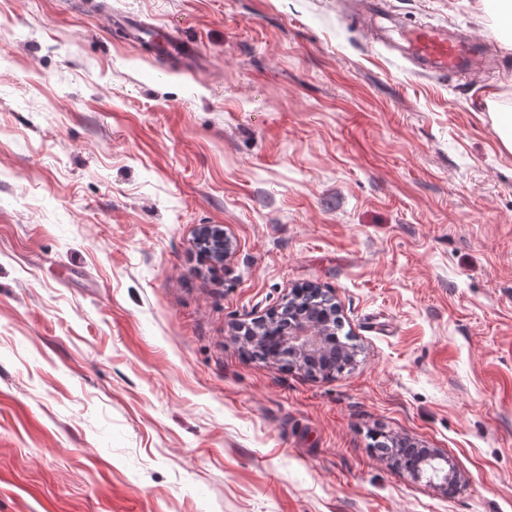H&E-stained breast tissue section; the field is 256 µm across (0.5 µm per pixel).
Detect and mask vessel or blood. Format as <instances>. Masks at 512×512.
<instances>
[{
    "mask_svg": "<svg viewBox=\"0 0 512 512\" xmlns=\"http://www.w3.org/2000/svg\"><path fill=\"white\" fill-rule=\"evenodd\" d=\"M362 14L374 21L381 41L391 51L406 58L415 67L441 76H455L479 59L474 41L467 36L449 38L447 30L433 25L393 23L386 0H359ZM112 21L121 26L129 43L143 39L155 41L161 48L177 49L183 42L176 28L159 26L137 16L113 14Z\"/></svg>",
    "mask_w": 512,
    "mask_h": 512,
    "instance_id": "b4317fda",
    "label": "vessel or blood"
}]
</instances>
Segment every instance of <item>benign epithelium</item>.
<instances>
[{
	"label": "benign epithelium",
	"mask_w": 512,
	"mask_h": 512,
	"mask_svg": "<svg viewBox=\"0 0 512 512\" xmlns=\"http://www.w3.org/2000/svg\"><path fill=\"white\" fill-rule=\"evenodd\" d=\"M195 243L215 265L224 264L232 253L231 240L219 225L200 226L195 234ZM305 294L324 299L323 305L308 304L298 309L297 302ZM337 311L335 299L321 289L296 290L285 298L279 309L254 321L255 329L249 331L245 344H262L269 357L276 360L286 357L295 368L305 370L312 366L318 369L336 358ZM396 450L402 455L414 454L419 458L417 467L410 471L415 480L431 473L439 488L446 491L458 478L447 457L436 448H418L401 443Z\"/></svg>",
	"instance_id": "1"
}]
</instances>
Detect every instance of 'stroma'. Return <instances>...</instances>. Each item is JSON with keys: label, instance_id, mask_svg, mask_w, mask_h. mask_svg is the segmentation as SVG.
Returning a JSON list of instances; mask_svg holds the SVG:
<instances>
[{"label": "stroma", "instance_id": "1", "mask_svg": "<svg viewBox=\"0 0 512 512\" xmlns=\"http://www.w3.org/2000/svg\"><path fill=\"white\" fill-rule=\"evenodd\" d=\"M388 5L481 66L419 71L345 0H0V512H512V25ZM311 284L356 346L331 378L238 339ZM114 25L121 26L126 39L131 44H137L142 39L149 38L163 49H177L183 42L181 33L174 27L158 26L142 20L139 16H129L120 13L112 15ZM195 243L214 265H223L232 253V243L224 234L223 226L201 225L196 231ZM396 451H400V455L414 454L419 458L417 467L409 472L414 480H420L423 477L436 479L439 488L448 493V485L456 482L458 478L457 471L450 466L447 457L436 448H418L414 445L400 443L399 446H396ZM426 467L432 470L433 476H427L430 472Z\"/></svg>", "mask_w": 512, "mask_h": 512}]
</instances>
